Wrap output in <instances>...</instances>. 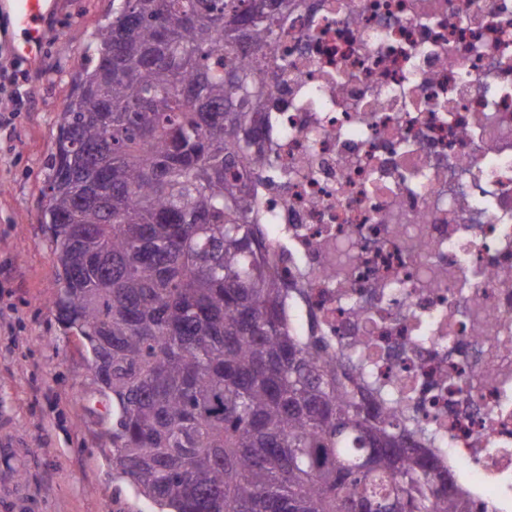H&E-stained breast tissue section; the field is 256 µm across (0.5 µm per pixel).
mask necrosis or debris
Listing matches in <instances>:
<instances>
[{"label":"necrosis or debris","mask_w":512,"mask_h":512,"mask_svg":"<svg viewBox=\"0 0 512 512\" xmlns=\"http://www.w3.org/2000/svg\"><path fill=\"white\" fill-rule=\"evenodd\" d=\"M253 173L288 326L512 512V0H288Z\"/></svg>","instance_id":"obj_1"}]
</instances>
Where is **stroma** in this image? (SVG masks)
Segmentation results:
<instances>
[{"mask_svg": "<svg viewBox=\"0 0 512 512\" xmlns=\"http://www.w3.org/2000/svg\"><path fill=\"white\" fill-rule=\"evenodd\" d=\"M37 65L13 54L0 12V512H156L113 470L105 416L82 341L56 320L61 284L43 219L47 164L85 40L112 13V0H53Z\"/></svg>", "mask_w": 512, "mask_h": 512, "instance_id": "obj_1", "label": "stroma"}]
</instances>
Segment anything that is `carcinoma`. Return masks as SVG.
Segmentation results:
<instances>
[{
    "mask_svg": "<svg viewBox=\"0 0 512 512\" xmlns=\"http://www.w3.org/2000/svg\"><path fill=\"white\" fill-rule=\"evenodd\" d=\"M285 0H118L44 215L61 325L106 371L112 468L159 512H489L288 328L249 173Z\"/></svg>",
    "mask_w": 512,
    "mask_h": 512,
    "instance_id": "cac0c4a2",
    "label": "carcinoma"
}]
</instances>
